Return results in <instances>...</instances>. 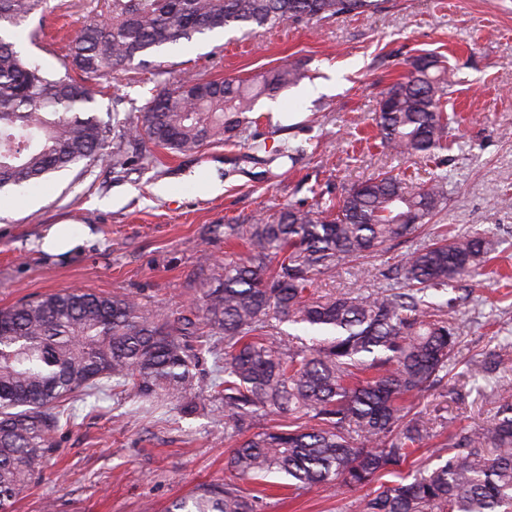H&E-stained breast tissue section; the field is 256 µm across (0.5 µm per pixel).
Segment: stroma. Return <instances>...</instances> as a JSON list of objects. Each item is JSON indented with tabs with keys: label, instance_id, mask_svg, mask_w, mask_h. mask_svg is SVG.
I'll use <instances>...</instances> for the list:
<instances>
[{
	"label": "stroma",
	"instance_id": "35a3bbf8",
	"mask_svg": "<svg viewBox=\"0 0 512 512\" xmlns=\"http://www.w3.org/2000/svg\"><path fill=\"white\" fill-rule=\"evenodd\" d=\"M101 0H48L42 19L18 29L16 43L46 71L65 70V41ZM39 29L30 38L31 29ZM446 57L458 115L443 166L448 200L410 242L318 275L316 294L367 293L384 287L383 271L434 232H478L496 243L481 275L447 294L460 323L459 354L448 387L417 396L416 409L440 416L448 430L490 424L495 410L477 392L473 359L497 352L498 377L512 385V0H382L378 11L243 36L228 30L181 43L109 81H90L104 120L134 118L163 86L191 71L212 79L249 80L284 64L307 77L275 98H260L244 134L194 155L156 150L155 162L114 172L78 165L0 203V307L66 288L127 293L153 310L176 313L195 302L224 267V226L289 204L335 203L343 187L381 169L426 184L434 164L404 160L376 146L373 117L380 93L407 58ZM266 143L253 152L247 139ZM295 161L276 159L282 145ZM215 190H208V183ZM84 229L82 246L56 257L39 249L48 229ZM214 344L195 370L197 412L174 403L146 409L121 387L75 402L73 424L58 428L51 460L16 512H164L203 483L230 479L235 438L224 431L214 390ZM260 512H358L354 496L321 487L263 494Z\"/></svg>",
	"mask_w": 512,
	"mask_h": 512
}]
</instances>
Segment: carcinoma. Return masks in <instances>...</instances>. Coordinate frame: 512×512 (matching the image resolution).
Wrapping results in <instances>:
<instances>
[{
	"label": "carcinoma",
	"mask_w": 512,
	"mask_h": 512,
	"mask_svg": "<svg viewBox=\"0 0 512 512\" xmlns=\"http://www.w3.org/2000/svg\"><path fill=\"white\" fill-rule=\"evenodd\" d=\"M46 0H0V25L18 27ZM378 0H103L68 47L70 68L87 80L116 78L136 60L197 35L252 32L363 14ZM382 92L374 123L382 148L435 161L448 150V72L435 56L406 63ZM298 68H272L245 84L186 74L159 90L120 137L139 146L193 154L229 143L263 95L298 84ZM89 88L69 73L50 75L0 35V193L31 188L84 163H129L107 151L108 128L89 114ZM448 176L415 187L390 171L345 189L336 204L288 205L224 225L245 258L178 315L129 294L63 289L0 308V512L38 475L70 423L68 404L127 387L139 399L192 407L193 370L206 345L224 341V417L239 435L226 463L238 480L282 479L293 491L333 484L354 493L391 476L360 499L361 512H512V399L492 382L496 408L486 427L456 429L433 466L415 455L437 422L408 404L448 374L460 325L437 298L476 274L494 251L483 235H439L402 254L400 288L317 296L315 277L407 239L446 204ZM299 325L302 338L276 325ZM288 425L254 430L263 416ZM258 499L236 483L202 485L167 512H256Z\"/></svg>",
	"instance_id": "carcinoma-1"
}]
</instances>
